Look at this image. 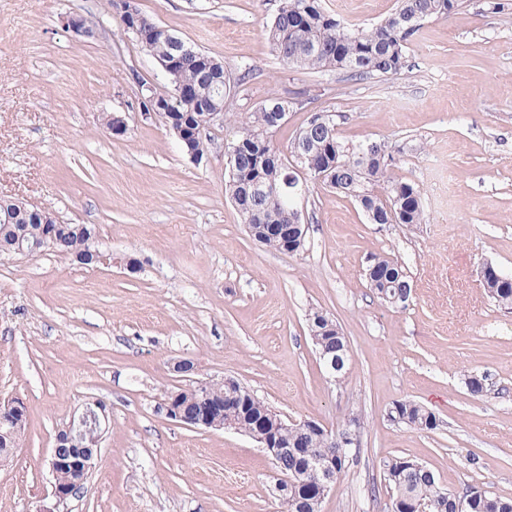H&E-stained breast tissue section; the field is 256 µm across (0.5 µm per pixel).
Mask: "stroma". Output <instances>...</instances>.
<instances>
[{
  "instance_id": "stroma-1",
  "label": "stroma",
  "mask_w": 512,
  "mask_h": 512,
  "mask_svg": "<svg viewBox=\"0 0 512 512\" xmlns=\"http://www.w3.org/2000/svg\"><path fill=\"white\" fill-rule=\"evenodd\" d=\"M141 11L243 79L231 115L269 98L296 104L287 146L314 112L349 142L383 138L395 175L417 183L424 224H371L350 197L310 184L297 254L254 241L224 194L230 119L191 162L159 116L141 112L157 63L124 33L111 0H0V198L95 225L111 265L47 251L0 257V402L21 400L26 438L0 464V512H285L271 456L249 437L183 427L166 392L239 380L282 417L338 432L358 419L357 453L322 512H391L380 462L426 464L450 491L512 497V310L488 296L484 263L512 276V0H464L411 39L388 78L284 65L264 27L279 0H137ZM360 28L395 0H323ZM98 27L87 40L63 19ZM127 130H107L108 115ZM372 254L398 259L413 284L404 310L368 287ZM140 263L125 269V259ZM327 312L350 349L333 381L307 325ZM192 360L186 378L175 360ZM487 391L469 393V376ZM110 413L101 458L79 494L57 502L47 460L74 410ZM435 413L419 431L391 420L398 400Z\"/></svg>"
}]
</instances>
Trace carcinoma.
I'll return each mask as SVG.
<instances>
[{"label":"carcinoma","instance_id":"carcinoma-1","mask_svg":"<svg viewBox=\"0 0 512 512\" xmlns=\"http://www.w3.org/2000/svg\"><path fill=\"white\" fill-rule=\"evenodd\" d=\"M462 5V0H396L394 11L368 29L354 28L330 14L321 0H280L276 14L266 25L272 51L294 68L323 73L344 70L355 78L388 77L405 64V49L421 26L433 19L447 18ZM158 26L143 16L136 37L153 58L176 54L158 35ZM168 87L182 85L189 97H170L179 112L197 116V107L223 112L230 97L232 79L224 65L193 47L182 57L176 72L166 75ZM294 102L271 98L254 111L235 120L236 132L227 143L228 178L225 194L236 206L241 222L248 224H287L302 190L298 170L311 180L354 198L370 224H424L426 213L421 189L413 181L392 174L395 165L392 146L380 138H368L358 144L343 141L337 135L333 115H311L288 143L286 149L275 145L273 136L284 125L277 114ZM323 146L316 160L306 157L308 137ZM37 251L65 253L81 265H95L94 251L99 248L95 228L90 224H36L31 218L14 224H0V254L13 251L17 243ZM366 265L373 274L367 285L376 297L391 307L412 300V285L404 265L382 254L369 256ZM489 297L501 308L512 309V280L491 279L486 284ZM309 330L318 332L316 351L334 349L341 354L346 345L340 325L321 310L309 312ZM208 396L214 402L231 401L237 393L222 383H213ZM269 405L253 399L247 405L226 408L225 417L242 431L266 421ZM391 417L420 431L439 426L436 415L424 406L399 400L390 409ZM27 430V420L11 425L7 443L0 448L19 447ZM407 459L390 457L381 462L384 480L399 500L401 512H413L418 503L429 512H512V499L473 488L457 495L444 488L429 467L406 466ZM300 497L288 512H320L323 500L309 495L306 486L294 491Z\"/></svg>","mask_w":512,"mask_h":512}]
</instances>
